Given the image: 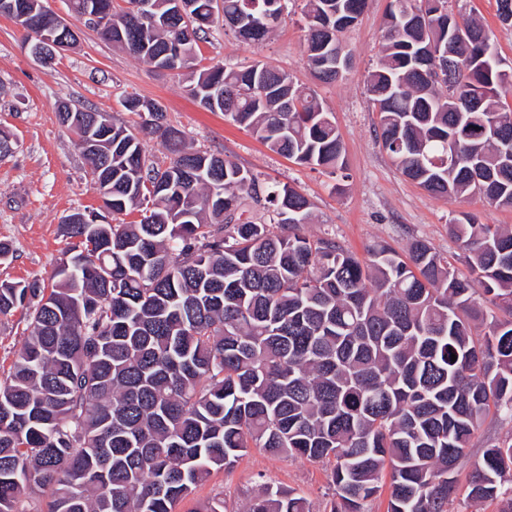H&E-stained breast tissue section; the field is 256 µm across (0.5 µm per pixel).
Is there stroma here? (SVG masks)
Segmentation results:
<instances>
[{
    "label": "stroma",
    "instance_id": "obj_1",
    "mask_svg": "<svg viewBox=\"0 0 512 512\" xmlns=\"http://www.w3.org/2000/svg\"><path fill=\"white\" fill-rule=\"evenodd\" d=\"M389 3L366 0L358 23L344 32L351 62L334 83L317 80L306 62L305 20L297 4L263 42L243 43L218 26L202 48L204 65L259 60L314 90L344 143L347 175L343 178L270 151L222 113L201 108L178 78L113 46L83 22L74 24L77 48L45 63L26 48L23 29L0 16V130L10 135L13 144L8 155L0 156V240L15 251L12 261L0 264V282L49 280L72 245L63 218L100 204L90 165L74 135L59 121V104L91 107L129 124L134 117L122 106L127 94L160 101L167 122L185 131L194 149L219 154L262 179L295 187L312 204V221L304 227L308 236L336 239L361 257L377 243L404 251L413 240L423 239L457 267H464L463 254L448 233L452 219L465 211L483 223L512 228V208L489 206L477 195L457 200L430 196L404 177L383 150L365 77L384 42ZM451 6L488 28L500 55L512 61V26L499 21L496 0H451ZM329 473L326 463L254 449L231 471L213 472L189 498L176 504L175 512H192L216 496L223 498L228 512H239L262 484L296 490L307 499L311 512H329Z\"/></svg>",
    "mask_w": 512,
    "mask_h": 512
}]
</instances>
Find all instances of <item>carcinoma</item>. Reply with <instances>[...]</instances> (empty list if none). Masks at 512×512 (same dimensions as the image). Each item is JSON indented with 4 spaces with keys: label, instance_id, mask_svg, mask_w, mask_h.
Returning a JSON list of instances; mask_svg holds the SVG:
<instances>
[{
    "label": "carcinoma",
    "instance_id": "obj_1",
    "mask_svg": "<svg viewBox=\"0 0 512 512\" xmlns=\"http://www.w3.org/2000/svg\"><path fill=\"white\" fill-rule=\"evenodd\" d=\"M10 2L28 12L30 40L62 35L36 0ZM126 2L69 0V12H110L100 35L156 69L179 43L178 75L201 107L299 164L346 170L329 113L291 74L200 66L214 25L258 43L290 0H150L145 15ZM365 4L305 0L320 81H336L340 34ZM389 15L367 76L382 148L435 197L512 208V63L448 0H391ZM68 107L76 145L102 133L85 156L112 220L63 223L77 243L52 283L0 284V316L21 308L29 330L0 379V512H174L253 448L332 464L330 512H365L386 483V512H448L484 418L512 419V232L453 219L475 278L420 239L405 256L376 244L361 259L303 233L310 202L293 186L187 146L160 102L125 96L131 125L76 107L69 123ZM471 465L468 498L512 512V438ZM242 512L311 510L263 484Z\"/></svg>",
    "mask_w": 512,
    "mask_h": 512
}]
</instances>
